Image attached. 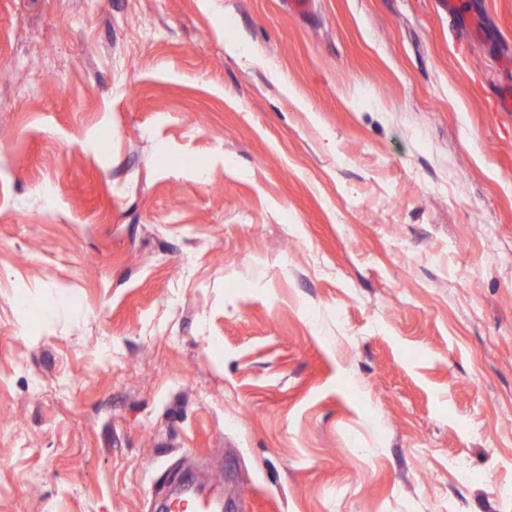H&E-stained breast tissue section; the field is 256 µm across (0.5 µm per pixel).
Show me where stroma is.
Listing matches in <instances>:
<instances>
[{"label":"stroma","instance_id":"stroma-1","mask_svg":"<svg viewBox=\"0 0 512 512\" xmlns=\"http://www.w3.org/2000/svg\"><path fill=\"white\" fill-rule=\"evenodd\" d=\"M511 93L512 0H0V512H512ZM200 500L203 506L189 507L188 502L184 507L175 508L180 502ZM168 511L171 512H223L224 500L219 498H206L202 490L189 480L179 483L168 497Z\"/></svg>","mask_w":512,"mask_h":512}]
</instances>
